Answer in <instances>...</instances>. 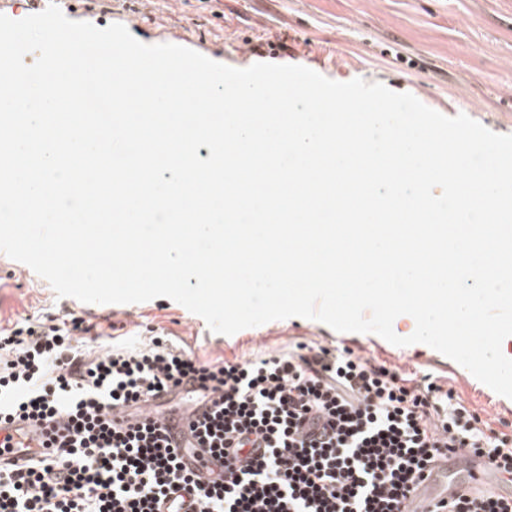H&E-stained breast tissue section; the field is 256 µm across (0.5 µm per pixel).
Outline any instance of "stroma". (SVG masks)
<instances>
[{"mask_svg": "<svg viewBox=\"0 0 512 512\" xmlns=\"http://www.w3.org/2000/svg\"><path fill=\"white\" fill-rule=\"evenodd\" d=\"M68 18L104 28L124 24L140 42L191 48L216 62L300 65L338 82L360 78L410 93L440 112L463 113L512 134V0H57ZM73 312L110 316L122 343L162 332L203 360L240 361L296 343L347 346L452 386L482 417L512 422V399L424 344L398 347L378 335L340 333L292 317L234 335L213 333L179 303L86 304L58 296L47 280L0 252V326Z\"/></svg>", "mask_w": 512, "mask_h": 512, "instance_id": "1", "label": "stroma"}]
</instances>
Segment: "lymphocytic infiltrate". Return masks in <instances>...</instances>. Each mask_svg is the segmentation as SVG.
I'll list each match as a JSON object with an SVG mask.
<instances>
[{
  "label": "lymphocytic infiltrate",
  "mask_w": 512,
  "mask_h": 512,
  "mask_svg": "<svg viewBox=\"0 0 512 512\" xmlns=\"http://www.w3.org/2000/svg\"><path fill=\"white\" fill-rule=\"evenodd\" d=\"M72 315L0 328V421L43 452L0 463V512H408L435 461L465 450L512 484V433L433 374L333 345L201 361L165 335L96 349ZM202 412L175 448L147 403ZM429 512H512L470 483ZM10 435L12 448H42L41 442L44 440L42 430L28 422H15L13 424L0 425V444L5 442L6 437ZM22 443V447L18 446Z\"/></svg>",
  "instance_id": "obj_1"
}]
</instances>
